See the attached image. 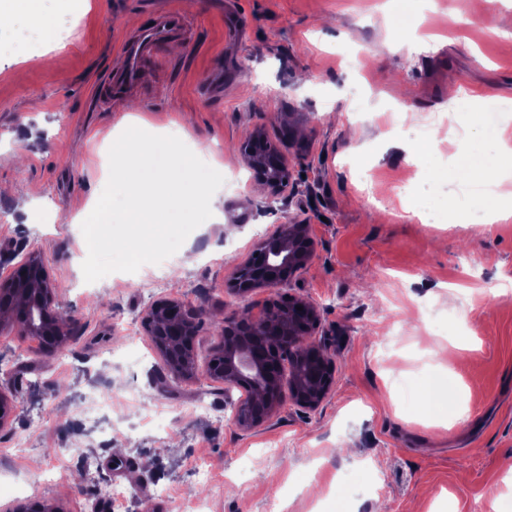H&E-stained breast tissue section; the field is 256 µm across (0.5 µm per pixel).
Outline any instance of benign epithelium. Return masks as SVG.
<instances>
[{"label":"benign epithelium","mask_w":512,"mask_h":512,"mask_svg":"<svg viewBox=\"0 0 512 512\" xmlns=\"http://www.w3.org/2000/svg\"><path fill=\"white\" fill-rule=\"evenodd\" d=\"M239 151L249 169L260 173L274 201L292 180V170L278 148L263 131L253 130L240 144ZM313 241L306 224L277 225L275 231L260 239L251 257L241 263L229 290L248 297L257 292L273 291L290 276L304 269L313 256ZM0 296L10 297L34 308L39 318L18 326L36 330L44 337L43 347L51 353L72 339L74 325L56 312V289L41 256L29 254L6 276L0 277ZM201 308L178 300H162L146 312L143 327L158 344L168 374L175 382L196 379L203 374L221 381L227 387L244 391L235 405L234 422L243 430H254L268 424L284 400L312 410L328 395L333 374L332 361L317 347L305 343L321 324L320 311L312 302L292 295L263 304L245 318L228 317L219 337L217 351L224 357V368L215 373L199 370L194 339L197 336ZM289 349L291 373L288 379L268 378L266 361L269 354ZM13 420V407L8 394L0 391V430Z\"/></svg>","instance_id":"1"}]
</instances>
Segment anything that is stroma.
<instances>
[{"label":"stroma","instance_id":"35a3bbf8","mask_svg":"<svg viewBox=\"0 0 512 512\" xmlns=\"http://www.w3.org/2000/svg\"><path fill=\"white\" fill-rule=\"evenodd\" d=\"M184 0H55L53 44L31 34L0 55V274L43 256L74 337L46 353L0 330V387L15 418L0 431V506L64 512H512V218L482 223L479 183L449 182L457 159L496 154L472 113L512 146V0H197L191 38L164 49L143 83L97 102L123 64L122 38L149 8ZM466 95L449 102V87ZM295 131L281 136L280 116ZM179 132L236 186L215 223L167 266L85 282L81 211L109 177L126 126ZM262 129L294 172L283 199L238 146ZM253 204L247 223L240 205ZM466 221L452 224L449 209ZM308 224L314 255L281 287L320 310L311 337L334 363L330 392L285 402L240 430L223 383H172L143 328L156 301L202 307L199 363L217 322L254 306L226 292L278 224ZM435 387L422 408L426 387ZM132 463L124 481L117 465ZM206 464L209 482L197 477ZM126 483L122 500L98 496Z\"/></svg>","mask_w":512,"mask_h":512}]
</instances>
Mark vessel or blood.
<instances>
[{
	"instance_id": "b4317fda",
	"label": "vessel or blood",
	"mask_w": 512,
	"mask_h": 512,
	"mask_svg": "<svg viewBox=\"0 0 512 512\" xmlns=\"http://www.w3.org/2000/svg\"><path fill=\"white\" fill-rule=\"evenodd\" d=\"M188 31L189 22L178 10L153 11L146 24L123 38L120 49L124 64L109 76V93L116 94L138 85L147 64L169 43L186 39Z\"/></svg>"
}]
</instances>
